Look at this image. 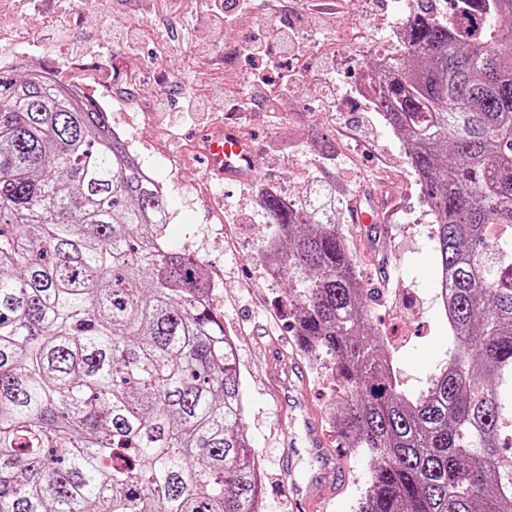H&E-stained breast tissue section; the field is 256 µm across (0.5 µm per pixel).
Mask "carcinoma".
<instances>
[{
  "label": "carcinoma",
  "instance_id": "carcinoma-1",
  "mask_svg": "<svg viewBox=\"0 0 512 512\" xmlns=\"http://www.w3.org/2000/svg\"><path fill=\"white\" fill-rule=\"evenodd\" d=\"M472 25L410 9L373 89L407 145L446 280L447 363L416 397L339 227L271 191L266 262L298 347L373 461L357 512H512V0ZM166 191L107 114L0 69V512H261L236 345L205 267L170 249Z\"/></svg>",
  "mask_w": 512,
  "mask_h": 512
}]
</instances>
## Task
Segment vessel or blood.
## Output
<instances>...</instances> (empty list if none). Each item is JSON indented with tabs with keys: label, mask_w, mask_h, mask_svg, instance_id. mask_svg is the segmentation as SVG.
Returning a JSON list of instances; mask_svg holds the SVG:
<instances>
[{
	"label": "vessel or blood",
	"mask_w": 512,
	"mask_h": 512,
	"mask_svg": "<svg viewBox=\"0 0 512 512\" xmlns=\"http://www.w3.org/2000/svg\"><path fill=\"white\" fill-rule=\"evenodd\" d=\"M204 152L210 169L224 178L244 180L255 171L254 147L235 127L220 125L213 128L204 143ZM280 398L294 409L295 414L290 421L297 424L305 435L304 447H297L293 442L288 445L281 463V471L286 478L284 488L295 512H318L326 501L338 495L340 484L347 480L344 459L330 448L327 435L318 420L306 412L302 399L287 388L283 389ZM303 450L310 453L318 464L305 485L294 476V460Z\"/></svg>",
	"instance_id": "b4317fda"
}]
</instances>
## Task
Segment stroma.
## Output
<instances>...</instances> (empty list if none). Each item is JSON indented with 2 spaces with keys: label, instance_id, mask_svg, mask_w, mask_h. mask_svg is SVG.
Returning <instances> with one entry per match:
<instances>
[{
  "label": "stroma",
  "instance_id": "35a3bbf8",
  "mask_svg": "<svg viewBox=\"0 0 512 512\" xmlns=\"http://www.w3.org/2000/svg\"><path fill=\"white\" fill-rule=\"evenodd\" d=\"M36 2L37 9L22 11L0 0V68L47 71L59 83L86 86L165 187L166 241L205 264L216 284L213 306L236 342L245 430L261 465L262 512H292L278 480L288 446L278 374L300 363L298 387L325 428L343 392L326 361L295 347L284 286L261 259L271 229L259 186L286 192L307 209L330 206L368 292L369 319L390 344L406 395L425 391L448 360V327L433 291L436 241L428 207L402 139L353 92L367 60L397 53L408 0H346L323 29L288 0L276 7L255 0L252 12L230 25L194 0H180L172 15L134 13L135 0H80L69 37L82 52L73 60L42 50L53 0ZM261 26L288 30L300 48L303 84L281 112L268 97L241 108L254 71L275 82L289 65L276 54L247 56ZM126 29L140 32L138 55L114 38ZM225 123L251 140L254 179L219 178L197 155L202 135ZM367 197L383 228L377 239L353 217ZM346 463L348 482L326 512H356L369 482L367 457L351 453Z\"/></svg>",
  "mask_w": 512,
  "mask_h": 512
}]
</instances>
